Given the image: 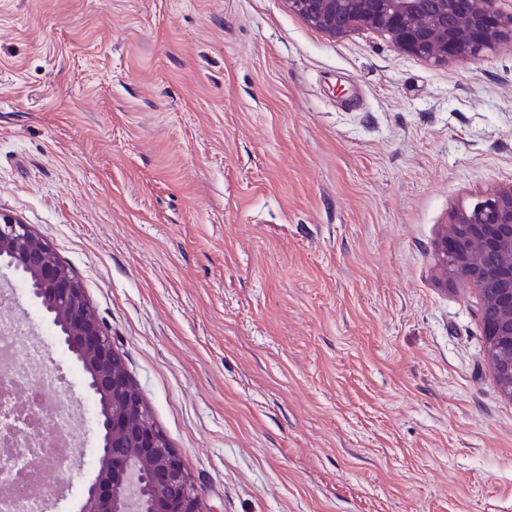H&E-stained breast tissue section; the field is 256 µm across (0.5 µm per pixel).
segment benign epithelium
Listing matches in <instances>:
<instances>
[{"instance_id":"7a95c632","label":"benign epithelium","mask_w":512,"mask_h":512,"mask_svg":"<svg viewBox=\"0 0 512 512\" xmlns=\"http://www.w3.org/2000/svg\"><path fill=\"white\" fill-rule=\"evenodd\" d=\"M500 0H289L326 36L382 34L399 51L437 64H464L512 43V12ZM443 274L476 289L487 355L512 400V183L461 207L438 246ZM20 273L56 335L80 364L97 401L101 444L79 512H201L182 457L150 421L121 355L89 308L79 282L52 247L0 212V277Z\"/></svg>"}]
</instances>
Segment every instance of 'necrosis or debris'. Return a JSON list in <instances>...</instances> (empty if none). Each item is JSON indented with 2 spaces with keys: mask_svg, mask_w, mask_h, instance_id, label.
<instances>
[{
  "mask_svg": "<svg viewBox=\"0 0 512 512\" xmlns=\"http://www.w3.org/2000/svg\"><path fill=\"white\" fill-rule=\"evenodd\" d=\"M68 386L49 376L24 323L0 316V512H43L39 490L72 458L74 420L62 410ZM41 398L39 420L27 419L22 398Z\"/></svg>",
  "mask_w": 512,
  "mask_h": 512,
  "instance_id": "1",
  "label": "necrosis or debris"
}]
</instances>
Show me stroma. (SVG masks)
I'll list each match as a JSON object with an SVG mask.
<instances>
[{
  "mask_svg": "<svg viewBox=\"0 0 512 512\" xmlns=\"http://www.w3.org/2000/svg\"><path fill=\"white\" fill-rule=\"evenodd\" d=\"M512 182V44L440 65L288 0H0V211L80 282L203 512H512L458 208ZM53 512L98 445L82 372Z\"/></svg>",
  "mask_w": 512,
  "mask_h": 512,
  "instance_id": "stroma-1",
  "label": "stroma"
}]
</instances>
